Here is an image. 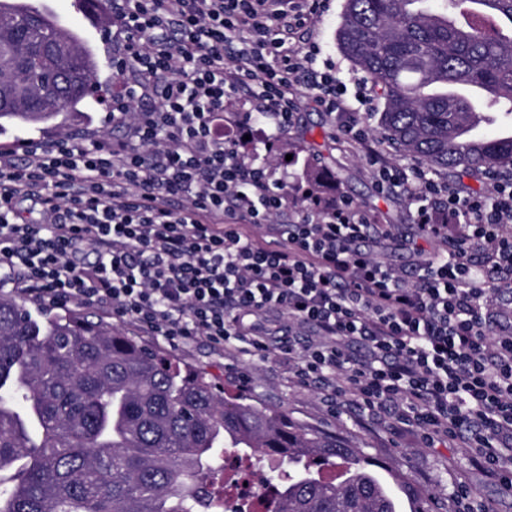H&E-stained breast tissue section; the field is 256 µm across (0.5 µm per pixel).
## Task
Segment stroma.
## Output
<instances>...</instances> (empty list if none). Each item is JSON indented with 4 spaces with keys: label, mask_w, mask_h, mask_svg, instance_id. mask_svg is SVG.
Listing matches in <instances>:
<instances>
[{
    "label": "stroma",
    "mask_w": 512,
    "mask_h": 512,
    "mask_svg": "<svg viewBox=\"0 0 512 512\" xmlns=\"http://www.w3.org/2000/svg\"><path fill=\"white\" fill-rule=\"evenodd\" d=\"M45 2L63 18L66 27L78 31L95 49L102 64L101 79L112 80L111 58L116 45L103 35L100 20H86L76 15L72 0ZM343 3L344 0H329L315 26L304 33L303 39L316 45L320 60L331 64L338 77L347 81L359 75L360 70L336 44ZM63 132L88 141L102 134L115 139L124 135L123 130L113 127L106 112L96 108L71 120L64 129L27 131L20 137L2 135L0 144L11 146L22 138L33 142L50 140ZM269 139L274 145L267 150L263 144ZM239 151L258 162L268 163L276 178L287 184L293 197L288 204V216L294 220L310 208L304 199L307 189L302 180L304 169L325 170L328 177L321 190L323 199L347 196L362 210L377 216L380 223L392 225L391 238L367 240L366 249L382 264L402 271L407 280L415 279L422 255L436 252V245L419 235L415 204L402 192L383 195L377 191L365 159L343 150L336 138L333 118L314 103L307 88L299 90L295 121L288 131L278 135L263 125H254L252 139L242 143ZM143 342L203 373L224 392L246 393L254 403L284 410L304 426L364 448L384 470L401 475L407 486L428 495L431 512H452L453 486L460 480L468 481L476 498L489 505L492 512H512V496L473 469L453 446L422 447L420 431L394 427L389 415L369 413L352 403L330 409L314 386L295 381L287 364L221 354L201 338L175 346L153 336L144 337Z\"/></svg>",
    "instance_id": "35a3bbf8"
}]
</instances>
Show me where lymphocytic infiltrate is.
Here are the masks:
<instances>
[{"instance_id":"1","label":"lymphocytic infiltrate","mask_w":512,"mask_h":512,"mask_svg":"<svg viewBox=\"0 0 512 512\" xmlns=\"http://www.w3.org/2000/svg\"><path fill=\"white\" fill-rule=\"evenodd\" d=\"M326 4L112 0L123 88L104 106L125 136L0 147V279L172 345L202 337L288 360L327 403L394 410L425 447L455 443L512 493V309L484 288L512 290V170L471 195L390 165L352 109L371 104L368 79L338 80L297 41ZM302 85L336 116L341 143L368 158L378 192L406 194L422 236L443 247L412 283L362 249L392 228L348 197L271 222L288 195L238 145L254 112L286 132ZM233 97L241 117L225 129L217 116ZM25 200L40 206L38 222L23 217ZM282 315L308 329L303 344L275 340Z\"/></svg>"}]
</instances>
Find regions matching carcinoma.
<instances>
[{
  "instance_id": "1",
  "label": "carcinoma",
  "mask_w": 512,
  "mask_h": 512,
  "mask_svg": "<svg viewBox=\"0 0 512 512\" xmlns=\"http://www.w3.org/2000/svg\"><path fill=\"white\" fill-rule=\"evenodd\" d=\"M0 0V134L85 114L100 62L74 31ZM339 50L384 99L377 132L434 170L512 168V0H345ZM306 198L322 176L305 169ZM268 458L265 512H403L372 458L285 412L233 399L127 332L0 295V512H233L220 450ZM330 465L324 477L312 467Z\"/></svg>"
}]
</instances>
